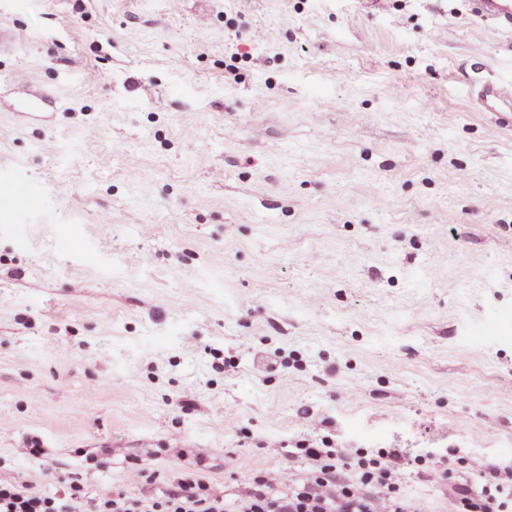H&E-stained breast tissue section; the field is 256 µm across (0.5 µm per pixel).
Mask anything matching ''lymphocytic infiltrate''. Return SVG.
Instances as JSON below:
<instances>
[{
  "instance_id": "1",
  "label": "lymphocytic infiltrate",
  "mask_w": 512,
  "mask_h": 512,
  "mask_svg": "<svg viewBox=\"0 0 512 512\" xmlns=\"http://www.w3.org/2000/svg\"><path fill=\"white\" fill-rule=\"evenodd\" d=\"M295 448L307 464L303 477L285 467L270 471L244 497L212 494L194 474L181 476L159 496L119 491L94 497L77 477L64 491L49 494L0 468V512H422L405 496L403 475L405 466L423 463L429 479L447 484L450 512H512L511 462L464 479L445 456L429 464L420 454L337 448L327 439L319 445L300 439Z\"/></svg>"
}]
</instances>
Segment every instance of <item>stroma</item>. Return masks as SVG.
<instances>
[{
  "instance_id": "1",
  "label": "stroma",
  "mask_w": 512,
  "mask_h": 512,
  "mask_svg": "<svg viewBox=\"0 0 512 512\" xmlns=\"http://www.w3.org/2000/svg\"><path fill=\"white\" fill-rule=\"evenodd\" d=\"M1 24L0 464L234 496L304 473L300 438L512 459V118L473 87L512 82V27L474 0H0Z\"/></svg>"
}]
</instances>
